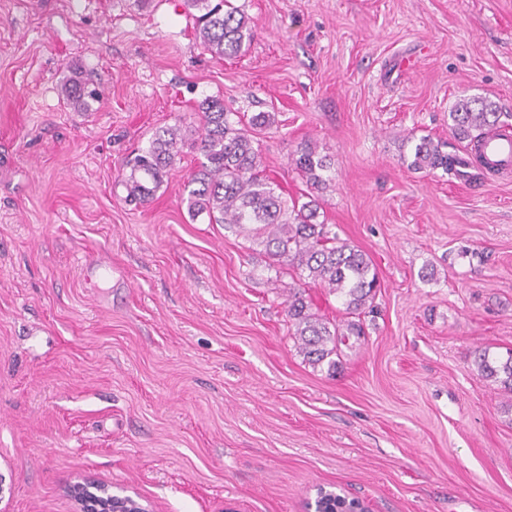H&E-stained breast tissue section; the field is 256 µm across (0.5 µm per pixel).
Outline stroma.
<instances>
[{
	"mask_svg": "<svg viewBox=\"0 0 512 512\" xmlns=\"http://www.w3.org/2000/svg\"><path fill=\"white\" fill-rule=\"evenodd\" d=\"M250 45L213 57L186 0H0V512H79L87 480L149 512H512V399L475 349L512 350V175L411 169L455 141L463 96L512 112V0H230ZM94 83L81 109L73 73ZM274 114L286 196L304 144L330 162L320 218L381 284L335 372L289 334L293 280L182 202L184 148L147 204L123 161L206 97ZM126 278L89 282L80 259ZM317 503L321 502L322 511L324 512H353L357 507L358 499L351 498L337 493L333 496L331 491L321 492Z\"/></svg>",
	"mask_w": 512,
	"mask_h": 512,
	"instance_id": "1",
	"label": "stroma"
}]
</instances>
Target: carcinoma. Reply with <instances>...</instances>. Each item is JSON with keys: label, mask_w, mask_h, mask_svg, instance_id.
Returning <instances> with one entry per match:
<instances>
[{"label": "carcinoma", "mask_w": 512, "mask_h": 512, "mask_svg": "<svg viewBox=\"0 0 512 512\" xmlns=\"http://www.w3.org/2000/svg\"><path fill=\"white\" fill-rule=\"evenodd\" d=\"M202 11L198 16L200 45L219 58L238 56L252 40V20L227 0H188ZM67 101L79 102L92 93L82 83L68 79L61 84ZM199 125L191 138L178 127L155 131L148 145L140 147L125 160L130 169L126 179L128 197L141 203L153 198L174 166L180 147L191 143L202 156L198 169L187 185V213L193 220L204 216L210 224L242 234L264 246L266 253L299 284L289 289L286 316L294 326L298 349L313 366L327 365L332 372L338 365L342 347L365 336L362 317L373 312V300L379 286L378 274L369 256L338 236L336 225L319 221V202L314 192L326 185L324 173L330 169L326 157L309 144L291 159L311 190L308 201L290 203L279 192V185L265 170L257 135L274 122V115L259 112L248 118L224 109V103L206 98L198 103ZM448 118L455 134L474 141L486 131L512 127V113L501 112L496 103L482 97H463L453 105ZM443 144L426 136L414 147L410 168L437 170L457 178L474 177L482 170L469 156L445 152ZM313 284L342 300L351 319L330 324L310 312L303 287ZM476 372L484 380L499 385L512 395V354L500 360L487 350L474 352ZM323 512H355L357 499L330 491L320 493Z\"/></svg>", "instance_id": "carcinoma-1"}]
</instances>
